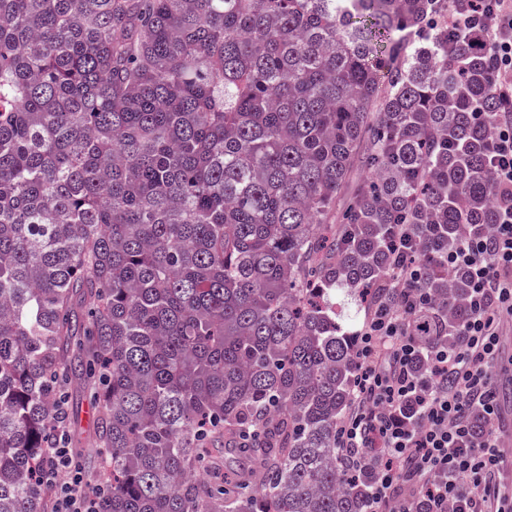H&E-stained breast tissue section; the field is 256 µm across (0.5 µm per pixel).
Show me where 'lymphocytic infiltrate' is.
I'll return each instance as SVG.
<instances>
[{
  "label": "lymphocytic infiltrate",
  "instance_id": "obj_1",
  "mask_svg": "<svg viewBox=\"0 0 512 512\" xmlns=\"http://www.w3.org/2000/svg\"><path fill=\"white\" fill-rule=\"evenodd\" d=\"M448 25L471 34L494 74L501 107L490 138L494 204L499 220L485 237L449 248V269H465L470 315L454 342L433 345L426 375L414 366L419 343L409 314L425 304L423 261L407 225L392 228L387 279L392 303L373 302L355 333L353 404L340 421L336 453L354 473L367 475V512H412L425 500L430 512H512V485L498 479L502 450L495 434L497 408L489 389L503 319H512V0H458ZM482 409L475 429L470 410ZM41 483L55 496L56 512H92L95 494L77 453L42 449Z\"/></svg>",
  "mask_w": 512,
  "mask_h": 512
}]
</instances>
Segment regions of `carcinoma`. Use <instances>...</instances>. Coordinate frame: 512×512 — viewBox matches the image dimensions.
Masks as SVG:
<instances>
[{
	"label": "carcinoma",
	"instance_id": "carcinoma-1",
	"mask_svg": "<svg viewBox=\"0 0 512 512\" xmlns=\"http://www.w3.org/2000/svg\"><path fill=\"white\" fill-rule=\"evenodd\" d=\"M442 2L0 0V512H54L75 384L96 512H365L336 303L392 293L410 224L412 334L450 341L438 256L496 223L493 76Z\"/></svg>",
	"mask_w": 512,
	"mask_h": 512
}]
</instances>
